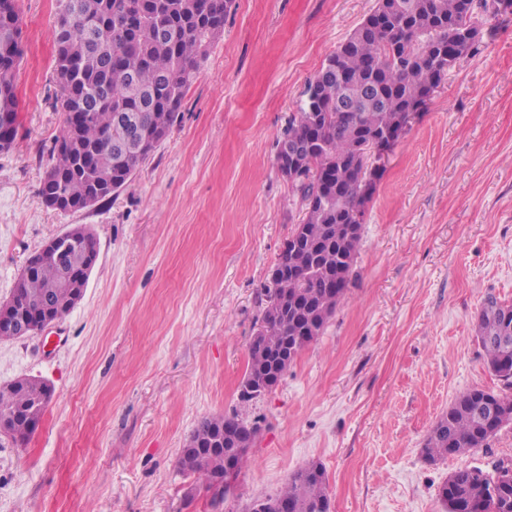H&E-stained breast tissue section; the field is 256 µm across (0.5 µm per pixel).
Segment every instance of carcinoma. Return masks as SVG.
Here are the masks:
<instances>
[{
  "mask_svg": "<svg viewBox=\"0 0 512 512\" xmlns=\"http://www.w3.org/2000/svg\"><path fill=\"white\" fill-rule=\"evenodd\" d=\"M497 12L487 0H377L373 12L311 79L298 110L277 143L276 160L293 154L290 181L305 207L294 225L299 246H286L275 268L288 274L273 280L263 312L260 340L248 348L241 383L243 404L268 393L259 379L274 355L301 352L318 340L344 298L362 232H350L365 214L381 168L369 146L401 135L426 99L481 39L470 35L478 20ZM232 0H59L53 37L54 73L62 94L57 107L65 129L49 150L39 195L63 196L71 211L98 205L119 193L170 135L199 62L224 33ZM23 56L16 0H0V115L15 120L16 77ZM71 263L45 257L17 284L24 302L38 308L72 301L75 273L90 261L92 233L81 225ZM488 368L512 386V304L489 295L475 325ZM506 337L504 345L500 339ZM48 386L24 377L0 390V417L14 420L12 439L25 443L48 407ZM512 408V397L483 389L459 393L424 444L430 463L484 447ZM236 417H205L190 434L191 448L179 459L181 472L211 491L224 474V451L213 443L224 427L244 425ZM491 478L471 468L454 471L440 488L445 512H512V481L489 490ZM328 512L326 471L316 462L300 467L278 494L252 501L248 512Z\"/></svg>",
  "mask_w": 512,
  "mask_h": 512,
  "instance_id": "carcinoma-1",
  "label": "carcinoma"
}]
</instances>
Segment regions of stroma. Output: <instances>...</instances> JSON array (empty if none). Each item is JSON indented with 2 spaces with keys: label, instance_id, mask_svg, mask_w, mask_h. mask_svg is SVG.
Wrapping results in <instances>:
<instances>
[{
  "label": "stroma",
  "instance_id": "35a3bbf8",
  "mask_svg": "<svg viewBox=\"0 0 512 512\" xmlns=\"http://www.w3.org/2000/svg\"><path fill=\"white\" fill-rule=\"evenodd\" d=\"M376 0H233L170 136L105 205L64 215L38 188L64 128L54 108L56 0H18L19 133L0 153V302L27 258L70 225L98 259L48 334L0 342V385L53 399L27 445L0 434V512H244L298 467L326 470L331 512H443L465 467L512 463V424L429 464L425 439L462 391L512 396L475 321L512 304V14L432 93L383 161L352 285L318 341L240 407L248 346L301 211L276 141L307 81ZM240 410L258 434L219 508L182 474L198 421Z\"/></svg>",
  "mask_w": 512,
  "mask_h": 512
}]
</instances>
